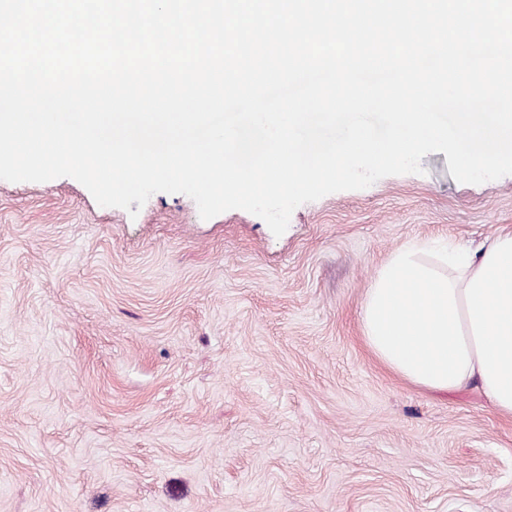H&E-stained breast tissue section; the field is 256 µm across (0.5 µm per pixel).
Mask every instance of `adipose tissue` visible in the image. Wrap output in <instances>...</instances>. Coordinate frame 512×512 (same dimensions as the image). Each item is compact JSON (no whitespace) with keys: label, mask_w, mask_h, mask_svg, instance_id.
Masks as SVG:
<instances>
[{"label":"adipose tissue","mask_w":512,"mask_h":512,"mask_svg":"<svg viewBox=\"0 0 512 512\" xmlns=\"http://www.w3.org/2000/svg\"><path fill=\"white\" fill-rule=\"evenodd\" d=\"M426 256L406 244L377 270L362 304L367 347L415 386L474 388L512 417V230Z\"/></svg>","instance_id":"ef3b65f1"}]
</instances>
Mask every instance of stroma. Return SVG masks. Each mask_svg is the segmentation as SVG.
I'll list each match as a JSON object with an SVG mask.
<instances>
[{"mask_svg":"<svg viewBox=\"0 0 512 512\" xmlns=\"http://www.w3.org/2000/svg\"><path fill=\"white\" fill-rule=\"evenodd\" d=\"M421 165L279 237L184 194L133 217L70 177L0 180V512H512V419L362 338L396 248L512 229V175Z\"/></svg>","mask_w":512,"mask_h":512,"instance_id":"35a3bbf8","label":"stroma"}]
</instances>
